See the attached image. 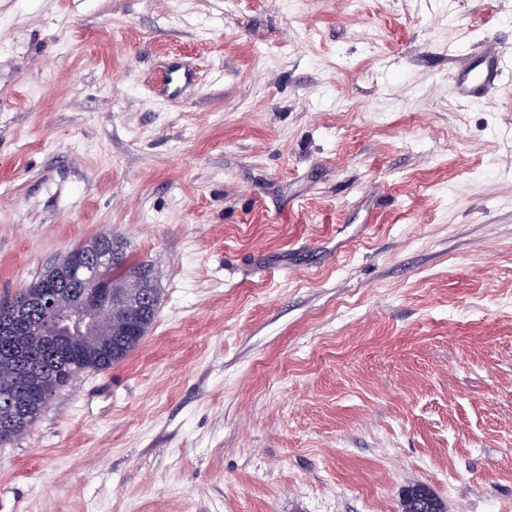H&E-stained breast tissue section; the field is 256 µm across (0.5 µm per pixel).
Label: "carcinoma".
Returning <instances> with one entry per match:
<instances>
[{
    "mask_svg": "<svg viewBox=\"0 0 512 512\" xmlns=\"http://www.w3.org/2000/svg\"><path fill=\"white\" fill-rule=\"evenodd\" d=\"M112 259L111 274L102 287L83 292L81 302L98 307L119 293L134 294L155 286V277L147 264L131 259L124 243ZM112 302V301H110ZM157 310L148 314L112 302V321L102 322L96 331L62 341H51L36 326L29 327L18 340L19 347L45 364L47 371L34 378L21 375L17 358L10 351L11 339L0 335V384L8 380L31 407L32 416L9 424L0 421V445L27 433L46 408L54 393L66 386L78 373L107 370L121 362L146 336ZM403 512H442L441 502L425 486L407 491Z\"/></svg>",
    "mask_w": 512,
    "mask_h": 512,
    "instance_id": "obj_1",
    "label": "carcinoma"
}]
</instances>
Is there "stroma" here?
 Here are the masks:
<instances>
[{"instance_id":"stroma-1","label":"stroma","mask_w":512,"mask_h":512,"mask_svg":"<svg viewBox=\"0 0 512 512\" xmlns=\"http://www.w3.org/2000/svg\"><path fill=\"white\" fill-rule=\"evenodd\" d=\"M494 48L512 0H0V296L105 233L160 295L0 512H512V77L455 95ZM404 512H442L441 502L425 486L409 489L404 497Z\"/></svg>"}]
</instances>
